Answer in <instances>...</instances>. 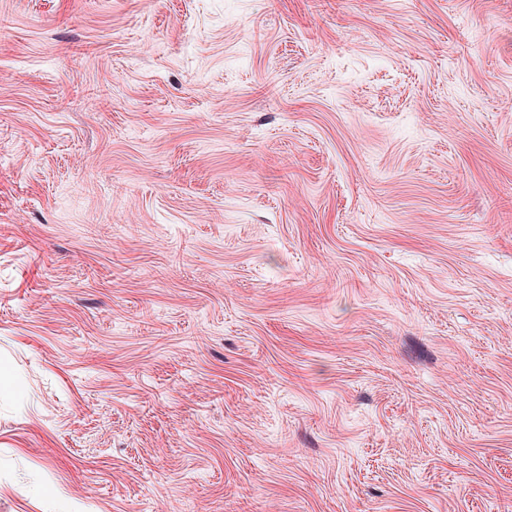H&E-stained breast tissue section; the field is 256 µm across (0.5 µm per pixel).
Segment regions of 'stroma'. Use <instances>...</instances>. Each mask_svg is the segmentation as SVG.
Here are the masks:
<instances>
[{
  "instance_id": "35a3bbf8",
  "label": "stroma",
  "mask_w": 512,
  "mask_h": 512,
  "mask_svg": "<svg viewBox=\"0 0 512 512\" xmlns=\"http://www.w3.org/2000/svg\"><path fill=\"white\" fill-rule=\"evenodd\" d=\"M512 512V0H0V512Z\"/></svg>"
}]
</instances>
